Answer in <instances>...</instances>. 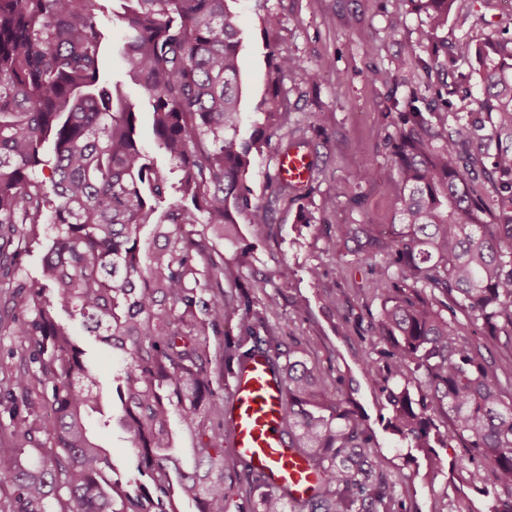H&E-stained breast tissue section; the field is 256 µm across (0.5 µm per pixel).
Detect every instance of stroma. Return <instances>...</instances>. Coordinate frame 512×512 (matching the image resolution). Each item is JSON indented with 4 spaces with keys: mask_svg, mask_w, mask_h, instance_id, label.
<instances>
[{
    "mask_svg": "<svg viewBox=\"0 0 512 512\" xmlns=\"http://www.w3.org/2000/svg\"><path fill=\"white\" fill-rule=\"evenodd\" d=\"M281 23L264 32L254 0H234L242 31L240 53L242 134L261 121L258 102L267 92L268 46L330 70L312 87L283 77L288 123L255 157L251 188L257 202L268 199L265 173L278 153L304 142L313 164L311 187L297 200L277 206L274 223L261 227L239 222V241L224 257L244 267L283 269L273 285L256 296L273 294L269 313L284 336L302 341L308 364L322 373V389L331 398H350L368 417L384 469L396 478V493L408 512H488L482 488L468 481L474 462L462 448L440 449L443 469L430 471L421 452L401 448L386 430L388 410L361 363L372 347L368 313L378 309L367 288L368 269L358 260L355 242L343 235L348 224L398 223L396 195L384 143L397 130L394 103L423 98L427 77L419 58L422 17L412 0H268ZM512 36V0H459L457 11L436 40L474 45ZM376 159V176L357 181L366 156ZM360 196L352 205V196ZM313 215L303 223L302 210ZM318 277H311V269Z\"/></svg>",
    "mask_w": 512,
    "mask_h": 512,
    "instance_id": "1",
    "label": "stroma"
}]
</instances>
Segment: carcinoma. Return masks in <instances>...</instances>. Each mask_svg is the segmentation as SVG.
<instances>
[{
  "instance_id": "obj_1",
  "label": "carcinoma",
  "mask_w": 512,
  "mask_h": 512,
  "mask_svg": "<svg viewBox=\"0 0 512 512\" xmlns=\"http://www.w3.org/2000/svg\"><path fill=\"white\" fill-rule=\"evenodd\" d=\"M100 0H0V332L17 337L20 365L0 379L11 422L0 441V512H407L373 435L358 413L322 395L316 369L296 336L283 341L263 288L282 270L250 272L224 261L238 241L235 215L273 223L274 205L301 187L265 173L269 200L248 185L251 147L288 115L280 75L314 86L329 69L274 47L263 122L239 138L241 42L228 0H117L126 77L152 107V130L178 172L172 179L139 145L137 112L100 62L109 35ZM425 16L419 44L426 89L440 104L410 102L385 140L399 200V229L348 224L380 300L368 313L366 376L389 405L388 425L409 448L458 442L489 463L488 512H512V360L490 363L483 349L512 351V39L455 54L433 42L455 0H412ZM478 54L493 92L467 93L495 114L498 143L486 177L468 187L472 113L462 112L432 74ZM457 127L448 130V115ZM152 227L144 242L140 230ZM45 250L33 276L22 259ZM475 326L462 333L458 315ZM124 354L113 376L119 415L105 409L99 377L69 323ZM236 324L233 351L214 340ZM265 353L286 389L288 443L320 470V491L291 501L234 455L224 454L226 378ZM424 391L414 398L411 388ZM451 424H432V405ZM117 423L131 442L124 480L112 449L86 427ZM196 444L193 466L173 448L172 416Z\"/></svg>"
}]
</instances>
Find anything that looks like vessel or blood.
I'll list each match as a JSON object with an SVG mask.
<instances>
[{
  "instance_id": "b4317fda",
  "label": "vessel or blood",
  "mask_w": 512,
  "mask_h": 512,
  "mask_svg": "<svg viewBox=\"0 0 512 512\" xmlns=\"http://www.w3.org/2000/svg\"><path fill=\"white\" fill-rule=\"evenodd\" d=\"M277 170L299 186L309 184L314 174L309 153L298 147L279 153ZM284 411L285 390L280 376L272 372L264 357H252L235 376L224 400V444L288 499L304 500L317 488V469L299 449L288 447Z\"/></svg>"
}]
</instances>
